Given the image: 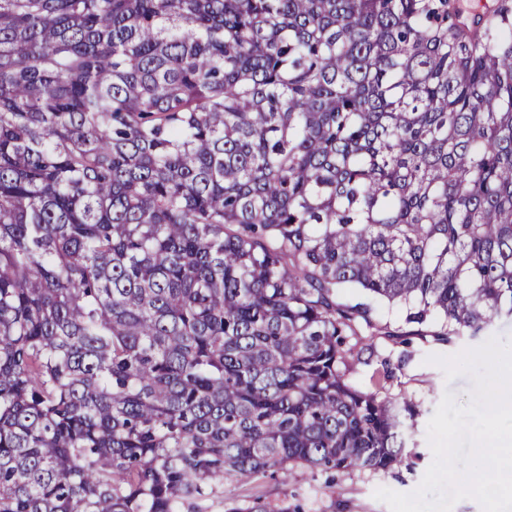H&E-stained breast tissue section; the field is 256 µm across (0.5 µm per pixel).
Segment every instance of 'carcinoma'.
<instances>
[{
	"label": "carcinoma",
	"instance_id": "cac0c4a2",
	"mask_svg": "<svg viewBox=\"0 0 512 512\" xmlns=\"http://www.w3.org/2000/svg\"><path fill=\"white\" fill-rule=\"evenodd\" d=\"M343 288L512 319V0H0V512L398 465Z\"/></svg>",
	"mask_w": 512,
	"mask_h": 512
}]
</instances>
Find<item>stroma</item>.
<instances>
[{
    "label": "stroma",
    "instance_id": "obj_1",
    "mask_svg": "<svg viewBox=\"0 0 512 512\" xmlns=\"http://www.w3.org/2000/svg\"><path fill=\"white\" fill-rule=\"evenodd\" d=\"M372 327H361L359 336L347 337V345L363 347L360 362L354 363L347 380L356 388L378 393L387 399L420 404L422 413L411 429L401 465L388 470L344 472L336 477L293 468L287 482L263 479L236 489L233 500L220 497L209 502L210 512H254L261 504L287 502L291 512H390L388 505L375 498L377 488L400 493L417 489L433 461L427 440V425L445 393H453L458 404H468L473 388L470 376L447 379L444 371L431 364L430 356H450L483 344V337L460 336L442 341L431 331L413 334L409 325L396 320L387 306L371 314Z\"/></svg>",
    "mask_w": 512,
    "mask_h": 512
}]
</instances>
